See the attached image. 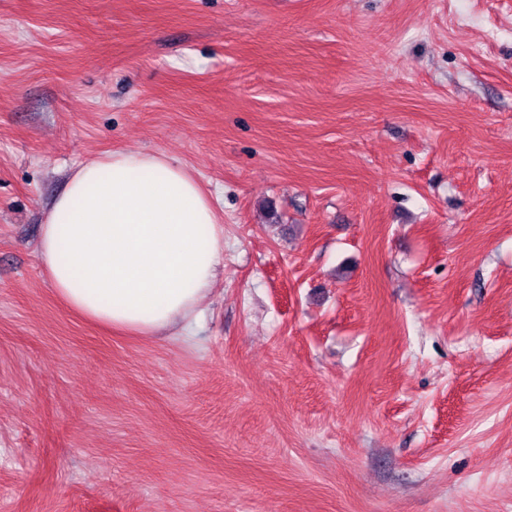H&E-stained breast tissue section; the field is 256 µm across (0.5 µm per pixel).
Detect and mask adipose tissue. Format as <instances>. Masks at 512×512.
I'll list each match as a JSON object with an SVG mask.
<instances>
[{"instance_id": "obj_1", "label": "adipose tissue", "mask_w": 512, "mask_h": 512, "mask_svg": "<svg viewBox=\"0 0 512 512\" xmlns=\"http://www.w3.org/2000/svg\"><path fill=\"white\" fill-rule=\"evenodd\" d=\"M38 254L67 309L164 337L223 273L224 227L188 170L160 153L117 150L72 172L45 217Z\"/></svg>"}]
</instances>
